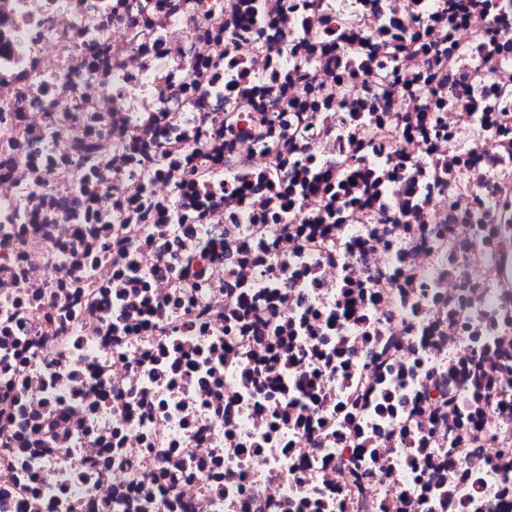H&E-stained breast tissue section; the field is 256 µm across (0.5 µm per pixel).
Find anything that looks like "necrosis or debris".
<instances>
[{"label": "necrosis or debris", "mask_w": 512, "mask_h": 512, "mask_svg": "<svg viewBox=\"0 0 512 512\" xmlns=\"http://www.w3.org/2000/svg\"><path fill=\"white\" fill-rule=\"evenodd\" d=\"M443 2L0 0V512H512V0Z\"/></svg>", "instance_id": "1"}]
</instances>
